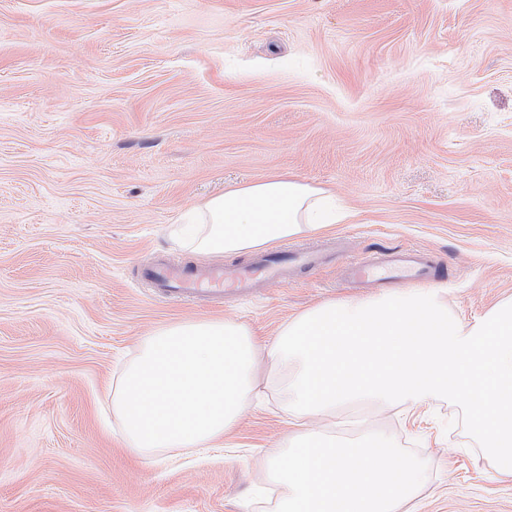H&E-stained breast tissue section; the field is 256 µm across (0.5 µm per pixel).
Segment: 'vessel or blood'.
Returning <instances> with one entry per match:
<instances>
[{
	"instance_id": "obj_1",
	"label": "vessel or blood",
	"mask_w": 512,
	"mask_h": 512,
	"mask_svg": "<svg viewBox=\"0 0 512 512\" xmlns=\"http://www.w3.org/2000/svg\"><path fill=\"white\" fill-rule=\"evenodd\" d=\"M325 261L323 251L291 249L254 254L247 264L230 277L220 271L202 277L190 268L164 264L147 268L145 275L163 295L179 301H195L206 296H220L227 291L246 295L257 280L282 283L288 279L289 267L317 268L323 266ZM435 274V264L414 251L385 255L369 262L355 260L347 267L349 279L360 283L391 280L427 283Z\"/></svg>"
}]
</instances>
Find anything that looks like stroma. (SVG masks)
Instances as JSON below:
<instances>
[{"label": "stroma", "instance_id": "obj_1", "mask_svg": "<svg viewBox=\"0 0 512 512\" xmlns=\"http://www.w3.org/2000/svg\"><path fill=\"white\" fill-rule=\"evenodd\" d=\"M280 173L351 216L259 296L178 302L145 268L242 256L178 249L204 197ZM417 247L450 313L512 297V0H0V512H265L287 444L270 389L220 448L141 457L112 393L140 340L230 318L256 337L322 302L370 300L350 261ZM451 402L341 408L428 463L413 512H512Z\"/></svg>", "mask_w": 512, "mask_h": 512}]
</instances>
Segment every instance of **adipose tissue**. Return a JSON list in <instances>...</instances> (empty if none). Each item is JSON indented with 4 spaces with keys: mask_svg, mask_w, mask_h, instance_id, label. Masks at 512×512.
Listing matches in <instances>:
<instances>
[{
    "mask_svg": "<svg viewBox=\"0 0 512 512\" xmlns=\"http://www.w3.org/2000/svg\"><path fill=\"white\" fill-rule=\"evenodd\" d=\"M193 221L168 233L196 254L242 253L319 233L340 220L326 189L273 174L192 209Z\"/></svg>",
    "mask_w": 512,
    "mask_h": 512,
    "instance_id": "ef3b65f1",
    "label": "adipose tissue"
}]
</instances>
